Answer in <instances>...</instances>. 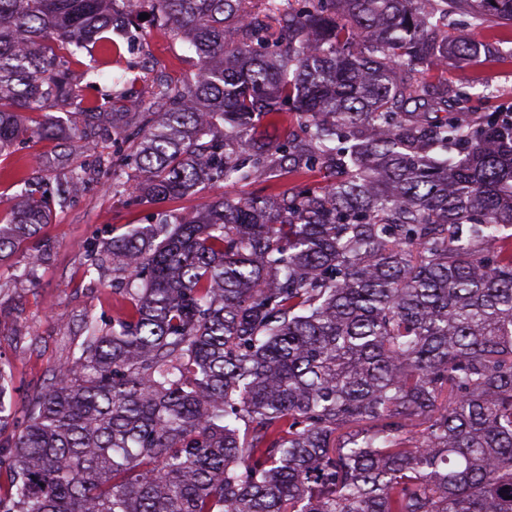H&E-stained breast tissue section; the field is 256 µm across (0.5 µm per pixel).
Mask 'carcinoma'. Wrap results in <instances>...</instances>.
Segmentation results:
<instances>
[{"instance_id": "1", "label": "carcinoma", "mask_w": 512, "mask_h": 512, "mask_svg": "<svg viewBox=\"0 0 512 512\" xmlns=\"http://www.w3.org/2000/svg\"><path fill=\"white\" fill-rule=\"evenodd\" d=\"M151 3L204 65L159 80L143 125L116 111L129 78L78 128L45 109H80L78 53L138 37L132 0H0V155L40 113V139H120L131 174L98 167L143 203L282 170L326 183L85 248L130 307L83 315L80 356L20 420L0 360V512H512V121L460 122L431 75L512 43V0ZM450 15L503 30L458 39ZM45 178L17 175L0 264L86 173Z\"/></svg>"}]
</instances>
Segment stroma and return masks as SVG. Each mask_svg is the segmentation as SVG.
Returning <instances> with one entry per match:
<instances>
[{"mask_svg":"<svg viewBox=\"0 0 512 512\" xmlns=\"http://www.w3.org/2000/svg\"><path fill=\"white\" fill-rule=\"evenodd\" d=\"M133 10L141 14L140 38L135 50L120 63L106 62L105 75L127 73L136 77V92L126 99L123 109L138 112L151 100L157 79L183 84L192 79L201 61L187 46L159 32L146 19L145 0H134ZM445 76L450 87L464 91L468 100L459 117L470 125L481 124L491 112L512 111V56L504 54L476 64L454 61ZM112 141L99 143L97 153L86 151L75 139L41 141L22 137L6 156L0 157V213H7L20 192L11 173L33 164L35 158L67 156L71 167L86 170L88 182L79 187L66 209L56 212L42 235L48 243L46 255L36 266L34 277L16 281L15 270L31 264L28 251L18 249L8 265L0 266V357L8 360L11 376L7 401L16 415H23L32 395L45 389L53 367L67 363L83 338L80 320L90 313L112 320L125 305L119 290L113 288L111 270L86 274L83 246L98 243L127 232L130 225L154 223L157 213L176 211L193 214L216 197L248 198L262 195L261 181L221 182L199 192L160 204L136 201L128 195L113 194L111 174L96 171L94 156H116Z\"/></svg>","mask_w":512,"mask_h":512,"instance_id":"1","label":"stroma"}]
</instances>
